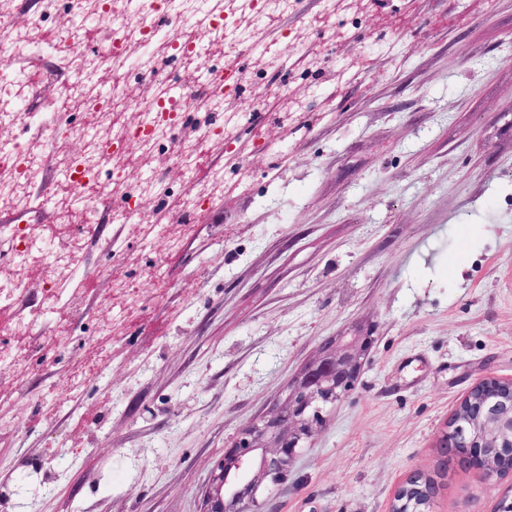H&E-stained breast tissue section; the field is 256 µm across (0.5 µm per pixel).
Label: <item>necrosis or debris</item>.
Wrapping results in <instances>:
<instances>
[{"label": "necrosis or debris", "mask_w": 512, "mask_h": 512, "mask_svg": "<svg viewBox=\"0 0 512 512\" xmlns=\"http://www.w3.org/2000/svg\"><path fill=\"white\" fill-rule=\"evenodd\" d=\"M293 0H42L17 20L13 0H0V210L25 215L48 164L65 194L49 198L55 223L0 224V240L17 258L0 275V335L36 336L63 309H80L78 293L93 272L72 227L94 221L99 203L117 225H138L143 246L166 241L168 200L182 196L192 215L213 195L198 179L200 143H231L241 113L226 97L251 80L245 57L263 45L270 18ZM112 82L102 85L101 70ZM149 95L130 96L131 84ZM134 121H125L127 112ZM151 161L137 182L128 165ZM177 169L181 183L169 181ZM45 276L37 309L22 310L24 270Z\"/></svg>", "instance_id": "1"}]
</instances>
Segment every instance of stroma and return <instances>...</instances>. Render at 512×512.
I'll return each mask as SVG.
<instances>
[{"instance_id":"stroma-1","label":"stroma","mask_w":512,"mask_h":512,"mask_svg":"<svg viewBox=\"0 0 512 512\" xmlns=\"http://www.w3.org/2000/svg\"><path fill=\"white\" fill-rule=\"evenodd\" d=\"M321 9L295 0L268 24L292 66L249 60L262 79L224 104L248 123L204 150L224 192L174 225L163 280L135 225L122 262L111 225H96L86 261L104 275L86 313L44 329L66 351L28 349L34 403L0 405V512H199L241 429L356 328L372 337L364 366L269 512H390L415 472L436 482L431 512L512 501V474L439 448L475 383L512 379V0H344L328 21ZM322 42L314 81L303 54ZM257 128L270 148L253 147ZM115 277L142 303L94 361L83 329L111 326ZM51 468L50 492L18 494Z\"/></svg>"}]
</instances>
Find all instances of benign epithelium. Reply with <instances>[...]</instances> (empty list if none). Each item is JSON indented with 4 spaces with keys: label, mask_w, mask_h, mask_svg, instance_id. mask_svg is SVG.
I'll list each match as a JSON object with an SVG mask.
<instances>
[{
    "label": "benign epithelium",
    "mask_w": 512,
    "mask_h": 512,
    "mask_svg": "<svg viewBox=\"0 0 512 512\" xmlns=\"http://www.w3.org/2000/svg\"><path fill=\"white\" fill-rule=\"evenodd\" d=\"M355 329L326 345L287 394L261 419L242 431L211 470L200 512H262L261 495L287 476L299 449L322 424L323 405L340 400L357 378L371 345ZM491 478L512 460V380L494 376L476 383L448 422L441 446Z\"/></svg>",
    "instance_id": "1"
}]
</instances>
